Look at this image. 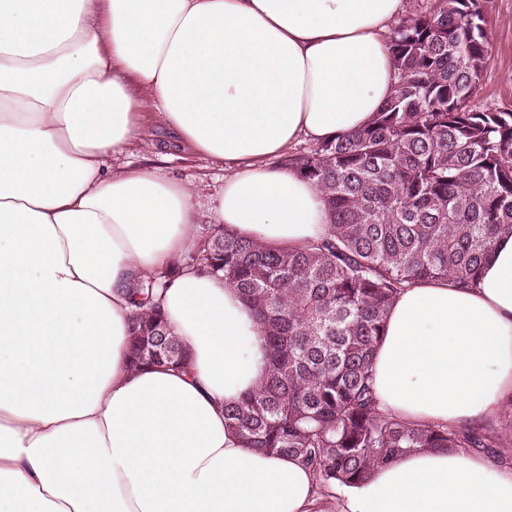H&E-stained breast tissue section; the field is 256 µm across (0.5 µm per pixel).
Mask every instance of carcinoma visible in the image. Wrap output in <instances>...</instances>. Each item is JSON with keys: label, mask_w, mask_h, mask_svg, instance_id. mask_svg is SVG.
<instances>
[{"label": "carcinoma", "mask_w": 512, "mask_h": 512, "mask_svg": "<svg viewBox=\"0 0 512 512\" xmlns=\"http://www.w3.org/2000/svg\"><path fill=\"white\" fill-rule=\"evenodd\" d=\"M396 83L364 127L316 141L281 164L322 194L326 236L269 246L214 226L165 277L224 278L253 310L265 378L224 420L250 448L295 458L321 492L358 485L401 455L489 447L469 428L424 425L378 408L374 351L391 306L417 283L477 280L512 233V112L474 103L491 56L478 0H433L388 38ZM157 277L127 293L133 371L189 355L156 301Z\"/></svg>", "instance_id": "obj_1"}]
</instances>
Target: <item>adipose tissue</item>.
Here are the masks:
<instances>
[{
    "mask_svg": "<svg viewBox=\"0 0 512 512\" xmlns=\"http://www.w3.org/2000/svg\"><path fill=\"white\" fill-rule=\"evenodd\" d=\"M403 0H0V512H512V470L420 450L320 495L225 405L265 377L253 311L194 271L161 308L189 372L128 367L126 289L197 238L187 186L113 172L157 119L227 168L215 221L272 246L322 237L320 191L271 166L389 99ZM382 410L471 427L512 397V234L473 285L405 289L373 357Z\"/></svg>",
    "mask_w": 512,
    "mask_h": 512,
    "instance_id": "1",
    "label": "adipose tissue"
}]
</instances>
